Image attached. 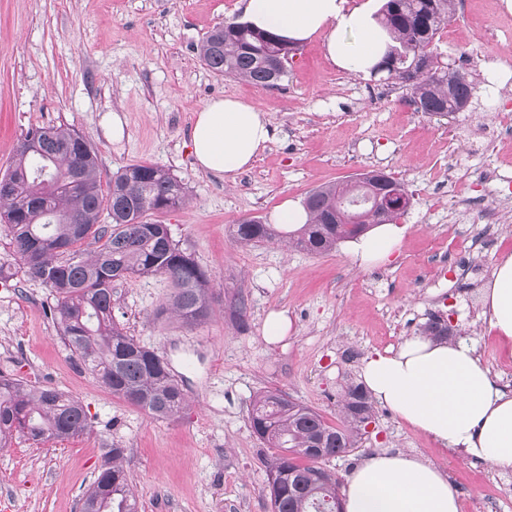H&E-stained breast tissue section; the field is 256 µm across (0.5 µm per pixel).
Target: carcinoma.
I'll list each match as a JSON object with an SVG mask.
<instances>
[{"label":"carcinoma","instance_id":"1","mask_svg":"<svg viewBox=\"0 0 512 512\" xmlns=\"http://www.w3.org/2000/svg\"><path fill=\"white\" fill-rule=\"evenodd\" d=\"M455 0H386L382 20L393 49L410 60L386 56L382 71L408 93L416 110L447 118L461 111L476 91L469 75L457 81L410 70L411 59L438 58L435 38L454 15ZM288 44L245 22L215 27L197 47L200 60L219 76L240 78L255 86L278 85L287 75H274L272 61ZM84 137L65 126H31L19 140L12 165L0 178L13 183L11 195L0 196V223L17 255L39 242L37 266L47 273L53 319L65 344L112 395L158 420H173L188 400L168 363L154 349L124 332L112 319V288L132 277L162 276L172 285L155 318L174 317L186 326L204 323L214 301L211 276L177 243L168 225L147 216L186 203L181 180L150 162L126 165L102 183L98 154L92 145L80 149ZM81 150L80 168L67 148ZM360 190L351 182L320 186L307 197L309 223L288 237L298 251L321 255L357 234L339 218L341 199ZM110 224H102V215ZM79 219L67 223L68 217ZM276 237L269 224L255 218L234 225L241 245ZM89 240L85 253L76 245ZM341 424H329L318 412L280 391H263L249 412L252 433L270 449L264 460L271 512H338L340 481L324 467L326 455L356 447L361 427L373 415L363 386L349 384L342 401ZM91 422L83 404L52 387H33L0 375V448L14 438L65 440L87 434ZM126 449L108 448L107 468L99 471L81 498L80 512H138L137 498L125 468ZM305 463H300V460Z\"/></svg>","mask_w":512,"mask_h":512}]
</instances>
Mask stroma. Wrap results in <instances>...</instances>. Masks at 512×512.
<instances>
[{
    "mask_svg": "<svg viewBox=\"0 0 512 512\" xmlns=\"http://www.w3.org/2000/svg\"><path fill=\"white\" fill-rule=\"evenodd\" d=\"M240 0H0V174L34 125L66 124L96 148L102 179L121 167L163 166L187 188L186 206L160 214L180 248L211 275L213 311L188 327L155 319L171 292L162 277L118 282L112 314L155 349L188 399L161 421L113 396L65 346L50 288L24 274L0 227V373L79 399L89 434L13 441L0 448V505L8 512H78L103 451L126 449L139 512H270L266 450L248 414L255 395L288 393L339 424V394L360 383L365 358L421 335L441 317L472 340L480 362L512 392V342L490 331L480 290L512 255V138L489 130L512 111V12L502 0H456L436 36L440 62L474 48L477 89L463 112H417L384 74L335 68L321 38L298 45L274 88L219 76L197 47L215 26L241 20ZM231 97L264 112L273 138L236 181L195 168L187 132L209 100ZM122 116L124 137L104 126ZM381 169L404 182L411 206L391 263L358 266L345 247L312 255L282 239L237 244L245 218L272 221L284 200L305 201L328 183ZM501 221L485 227L477 212ZM244 319H237L236 308ZM287 312V336L269 342L270 313ZM352 451L327 461L340 479L380 450L409 452L445 468L460 503L512 512V473L462 456L401 422L382 405Z\"/></svg>",
    "mask_w": 512,
    "mask_h": 512,
    "instance_id": "obj_1",
    "label": "stroma"
}]
</instances>
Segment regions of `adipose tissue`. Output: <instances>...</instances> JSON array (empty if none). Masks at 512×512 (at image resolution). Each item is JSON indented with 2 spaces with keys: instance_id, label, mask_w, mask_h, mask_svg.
I'll use <instances>...</instances> for the list:
<instances>
[{
  "instance_id": "ef3b65f1",
  "label": "adipose tissue",
  "mask_w": 512,
  "mask_h": 512,
  "mask_svg": "<svg viewBox=\"0 0 512 512\" xmlns=\"http://www.w3.org/2000/svg\"><path fill=\"white\" fill-rule=\"evenodd\" d=\"M246 22L293 44L322 36L336 68L370 73L391 42L374 0H244ZM197 169L236 181L271 141L264 113L239 100L213 99L196 114L188 133ZM401 230L382 224L354 240L360 265L389 262ZM491 331L512 341V255L495 266L482 290ZM361 378L374 400L400 420L464 456L512 471V394L483 367L467 339H406L368 357ZM345 512H460L441 467L406 453L378 452L348 476Z\"/></svg>"
}]
</instances>
